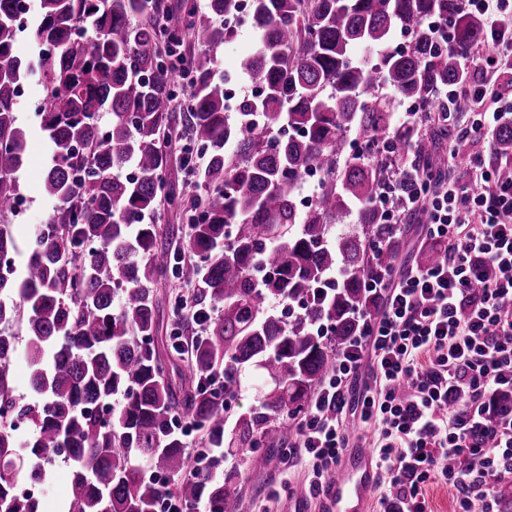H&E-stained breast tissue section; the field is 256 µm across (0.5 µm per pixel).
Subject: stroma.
I'll return each instance as SVG.
<instances>
[{"mask_svg": "<svg viewBox=\"0 0 512 512\" xmlns=\"http://www.w3.org/2000/svg\"><path fill=\"white\" fill-rule=\"evenodd\" d=\"M40 12V5H31L26 14V28L17 35V53L29 63L24 79L27 92L25 96L17 98L15 106L18 121L27 132L24 161L17 173L22 192L27 198V207L24 214L13 221L18 244L15 261L19 264L25 259L34 225L49 223L56 210L55 201L43 191V178L51 161L52 150L41 130L39 118L40 110L46 106V91L32 26ZM257 43L256 31L251 25L245 24L238 28L234 39L213 51L218 67L230 75L236 97L240 100L245 99L246 93L239 62L242 57L255 51ZM183 115L181 102H174L172 116L175 132L165 145L170 161L163 176L164 190L169 197L162 200L156 217L157 224L164 227L171 224L186 227L185 210L191 200L203 192L196 173L204 168V161L196 159L189 165L184 162L183 147L188 137L182 126ZM194 296L198 297L200 307L210 308V301L201 297L198 288L184 286L173 278L169 279L167 287L154 292L159 323L155 346L166 366V377L177 390L196 386L199 381L198 373L190 368L189 352L175 348L173 338L178 331L182 332L184 338H191L194 328L187 322L178 323L175 304L180 299ZM214 469L232 476L237 512H253L257 507L262 512H296L295 507L299 504L304 506L305 512H317L316 500L308 493L312 476L309 466L296 457L287 456L284 447L264 444L246 457L226 452L216 459Z\"/></svg>", "mask_w": 512, "mask_h": 512, "instance_id": "obj_1", "label": "stroma"}]
</instances>
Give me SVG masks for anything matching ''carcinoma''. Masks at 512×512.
<instances>
[{"instance_id": "cac0c4a2", "label": "carcinoma", "mask_w": 512, "mask_h": 512, "mask_svg": "<svg viewBox=\"0 0 512 512\" xmlns=\"http://www.w3.org/2000/svg\"><path fill=\"white\" fill-rule=\"evenodd\" d=\"M18 2L0 0V262L9 263L18 252L8 224L14 173L27 140L14 109L26 73ZM238 9V0H209L210 17L186 27L201 50L186 121L208 162L201 213L189 225L196 261L178 263L152 219L166 166L160 133L181 81L159 51L169 30L149 0H41L33 37L48 97L41 129L52 144L43 190L59 208L33 239L23 274L0 275V292L18 297L0 302V323L25 324L35 393L31 402L12 397L15 336L0 334V512H40L19 489L46 480L62 451L71 467L64 512H156L167 490L144 470L173 476L186 466L169 415L210 438L224 428V399L201 387L176 397L148 347L152 294L169 271L203 285L218 311L192 348L197 371L223 368L232 390L243 371H258V407L238 417L229 447L246 455L260 438L292 442L295 419L332 370L333 347L359 334L357 314L379 309L366 282L394 268L405 243L374 207L388 161L347 153L348 135L364 146L388 137L437 172L438 141L465 138L453 127L397 128L392 101L379 94L386 87L428 112L474 110L467 96L448 97L469 81L462 59L485 39L463 0H251L261 45L240 69L263 92L240 103L232 124L211 50L233 37L224 17ZM397 28L411 42L391 50ZM359 47L376 58L355 59ZM285 124L297 135L266 138ZM489 142L493 154L511 155L512 123ZM128 166L136 177L122 174ZM314 169L325 174L324 192L302 209L298 190ZM352 214L356 223H346ZM82 244L75 271L67 255ZM321 321L334 327L329 341L314 332ZM118 395L120 412L102 417L97 407ZM18 423L32 428L23 441ZM178 494L207 512H236L233 484L212 471L182 480Z\"/></svg>"}]
</instances>
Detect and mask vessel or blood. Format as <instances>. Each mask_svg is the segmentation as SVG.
<instances>
[{
    "label": "vessel or blood",
    "instance_id": "obj_1",
    "mask_svg": "<svg viewBox=\"0 0 512 512\" xmlns=\"http://www.w3.org/2000/svg\"><path fill=\"white\" fill-rule=\"evenodd\" d=\"M378 479L377 461L370 449H346L320 498L319 512H370Z\"/></svg>",
    "mask_w": 512,
    "mask_h": 512
}]
</instances>
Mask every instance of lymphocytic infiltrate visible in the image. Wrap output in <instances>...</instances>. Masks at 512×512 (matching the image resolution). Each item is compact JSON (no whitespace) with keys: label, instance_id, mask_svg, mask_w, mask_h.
Returning <instances> with one entry per match:
<instances>
[{"label":"lymphocytic infiltrate","instance_id":"f902f5d3","mask_svg":"<svg viewBox=\"0 0 512 512\" xmlns=\"http://www.w3.org/2000/svg\"><path fill=\"white\" fill-rule=\"evenodd\" d=\"M489 2L466 0L483 15L490 48L467 62L480 76L463 92L477 101L499 64L512 62V0H497L495 16ZM507 119L512 96L494 111L458 117L477 147ZM496 169L477 150L463 179L413 172L403 161L387 175L375 199L381 222L398 225L404 210L418 211L424 243L442 255L368 282L381 307L336 353L298 424L311 496L323 493L352 444L351 412L376 435L382 512H427L426 489L437 482L454 490L457 512H498L486 485L512 481V407L501 404L512 397V181L499 180ZM458 456L470 467H454Z\"/></svg>","mask_w":512,"mask_h":512}]
</instances>
